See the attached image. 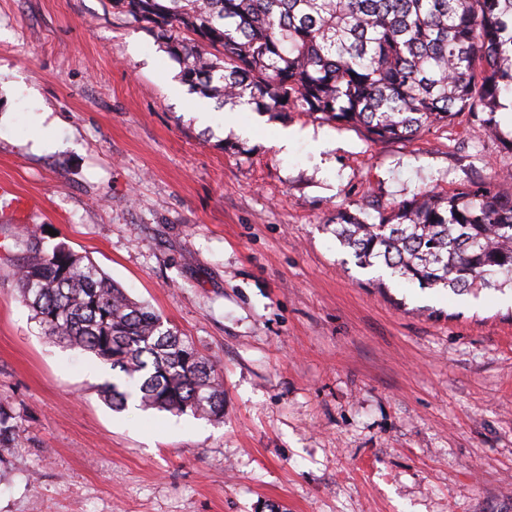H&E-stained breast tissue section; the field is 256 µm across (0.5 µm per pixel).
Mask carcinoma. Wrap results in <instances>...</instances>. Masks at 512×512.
I'll use <instances>...</instances> for the list:
<instances>
[{"label":"carcinoma","mask_w":512,"mask_h":512,"mask_svg":"<svg viewBox=\"0 0 512 512\" xmlns=\"http://www.w3.org/2000/svg\"><path fill=\"white\" fill-rule=\"evenodd\" d=\"M179 65L190 90L221 107L309 116L363 129L373 141L414 137L467 112L501 134L512 99V0H110ZM336 239L362 265L464 292L512 280V192L492 183L421 191L369 224L339 209ZM17 270L21 301L64 343L113 371L117 410L224 419L212 360L164 326L84 257L49 249L29 229ZM21 431L0 404V444Z\"/></svg>","instance_id":"cac0c4a2"}]
</instances>
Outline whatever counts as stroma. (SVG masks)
Segmentation results:
<instances>
[{"label":"stroma","instance_id":"1","mask_svg":"<svg viewBox=\"0 0 512 512\" xmlns=\"http://www.w3.org/2000/svg\"><path fill=\"white\" fill-rule=\"evenodd\" d=\"M106 0H0V512H512V290L360 266L330 218L512 173L468 113L410 140L218 106ZM287 147H280L281 132ZM228 143L238 152L225 151ZM217 364L224 420L112 411L45 335L21 225ZM20 431L19 416L12 407L0 404V446L14 440Z\"/></svg>","mask_w":512,"mask_h":512}]
</instances>
